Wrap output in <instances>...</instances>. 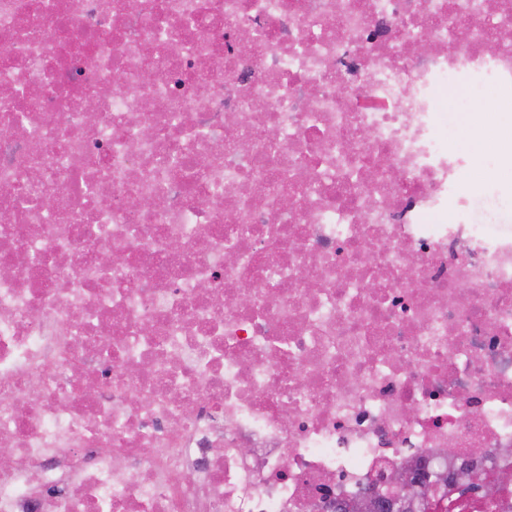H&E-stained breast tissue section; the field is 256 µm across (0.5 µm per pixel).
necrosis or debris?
<instances>
[{"label":"necrosis or debris","instance_id":"necrosis-or-debris-1","mask_svg":"<svg viewBox=\"0 0 512 512\" xmlns=\"http://www.w3.org/2000/svg\"><path fill=\"white\" fill-rule=\"evenodd\" d=\"M486 82L512 0H0V512H332L451 446L512 512V233L438 124Z\"/></svg>","mask_w":512,"mask_h":512}]
</instances>
